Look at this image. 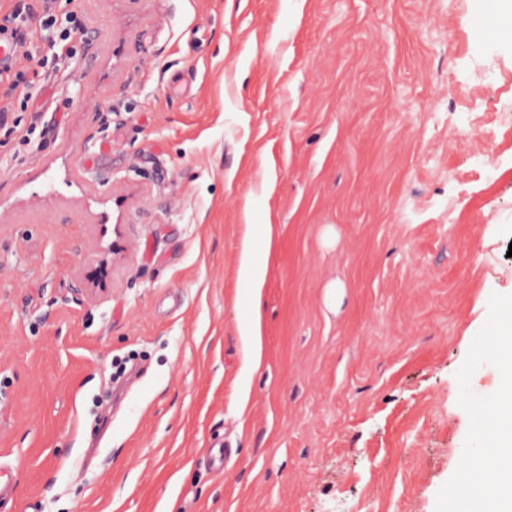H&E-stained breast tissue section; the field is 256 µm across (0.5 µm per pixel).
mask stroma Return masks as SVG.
Listing matches in <instances>:
<instances>
[{"instance_id":"stroma-1","label":"stroma","mask_w":512,"mask_h":512,"mask_svg":"<svg viewBox=\"0 0 512 512\" xmlns=\"http://www.w3.org/2000/svg\"><path fill=\"white\" fill-rule=\"evenodd\" d=\"M485 8L78 0L88 45L49 76L29 33L0 95V512L482 494L462 462L512 394V39ZM248 222L276 229L256 307Z\"/></svg>"}]
</instances>
